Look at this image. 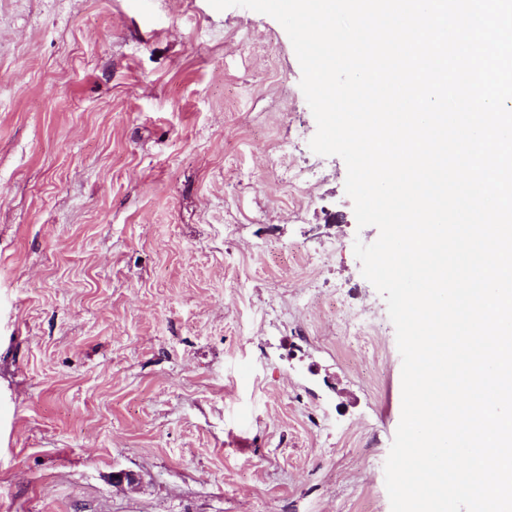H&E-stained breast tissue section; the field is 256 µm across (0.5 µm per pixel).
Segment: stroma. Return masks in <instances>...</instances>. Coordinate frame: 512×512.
Here are the masks:
<instances>
[{
	"instance_id": "obj_1",
	"label": "stroma",
	"mask_w": 512,
	"mask_h": 512,
	"mask_svg": "<svg viewBox=\"0 0 512 512\" xmlns=\"http://www.w3.org/2000/svg\"><path fill=\"white\" fill-rule=\"evenodd\" d=\"M301 76L247 8L0 0V512H391L379 231Z\"/></svg>"
}]
</instances>
